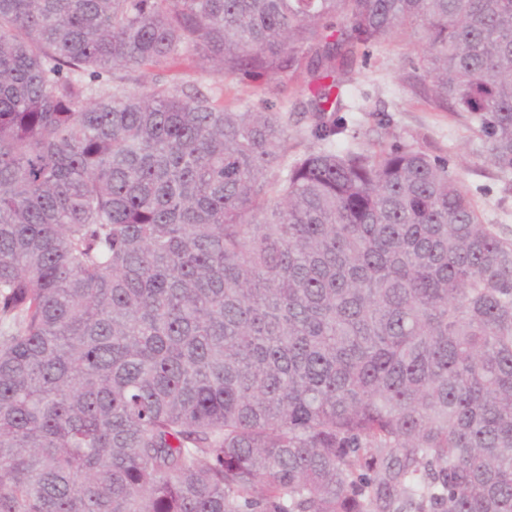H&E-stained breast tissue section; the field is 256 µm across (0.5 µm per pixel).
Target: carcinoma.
Here are the masks:
<instances>
[{
  "label": "carcinoma",
  "mask_w": 512,
  "mask_h": 512,
  "mask_svg": "<svg viewBox=\"0 0 512 512\" xmlns=\"http://www.w3.org/2000/svg\"><path fill=\"white\" fill-rule=\"evenodd\" d=\"M403 31L511 176L512 0H0V512H512V237L448 163L84 79L289 75L331 141ZM166 76L168 83L179 91L186 84L195 85L204 92L215 90L222 84L210 73L208 65L202 59H195L192 63L182 59L176 60Z\"/></svg>",
  "instance_id": "cac0c4a2"
}]
</instances>
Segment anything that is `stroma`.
I'll return each instance as SVG.
<instances>
[{
	"label": "stroma",
	"mask_w": 512,
	"mask_h": 512,
	"mask_svg": "<svg viewBox=\"0 0 512 512\" xmlns=\"http://www.w3.org/2000/svg\"><path fill=\"white\" fill-rule=\"evenodd\" d=\"M167 80L177 89L188 84L204 92L223 88L225 102L235 110L270 106L288 113L289 156L317 145L310 135L312 114L299 83L278 84L258 75L221 80L200 59L176 60ZM429 95L411 32L377 47L358 48L336 114L349 131L338 148L397 144L445 158L449 174L475 202L484 221L512 234V182H505L489 162L477 132L452 112L429 105Z\"/></svg>",
	"instance_id": "obj_1"
}]
</instances>
